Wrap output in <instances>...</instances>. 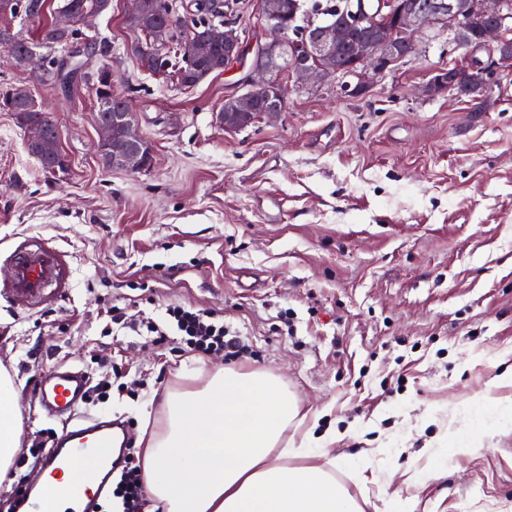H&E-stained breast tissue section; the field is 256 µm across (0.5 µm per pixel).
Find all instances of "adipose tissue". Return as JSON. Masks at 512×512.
I'll return each mask as SVG.
<instances>
[{
  "instance_id": "ef3b65f1",
  "label": "adipose tissue",
  "mask_w": 512,
  "mask_h": 512,
  "mask_svg": "<svg viewBox=\"0 0 512 512\" xmlns=\"http://www.w3.org/2000/svg\"><path fill=\"white\" fill-rule=\"evenodd\" d=\"M165 427L144 452L149 496L166 512H362L318 466L271 462L297 405L264 370L225 368L202 387L166 394ZM17 390L0 370V478L19 451Z\"/></svg>"
}]
</instances>
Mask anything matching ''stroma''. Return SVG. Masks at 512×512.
<instances>
[{"label": "stroma", "mask_w": 512, "mask_h": 512, "mask_svg": "<svg viewBox=\"0 0 512 512\" xmlns=\"http://www.w3.org/2000/svg\"><path fill=\"white\" fill-rule=\"evenodd\" d=\"M125 0L83 29V69L108 65L154 161L103 166L91 82L33 87L60 136L63 171L42 170L0 110V250L20 235L68 251L70 295L16 312L0 300V367L17 387L21 446L58 429L31 406L59 361L108 356L139 396L85 405L125 421L136 450L163 428L166 393L219 369L287 384L318 465L363 512H512V73L481 97H428L432 72L462 59L446 31L362 96L332 79L289 87L284 112L227 131L243 58L194 88L144 72ZM163 322L171 305L223 316L246 348L199 356L109 328L103 306ZM427 481H420V474Z\"/></svg>", "instance_id": "stroma-1"}]
</instances>
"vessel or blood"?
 I'll return each mask as SVG.
<instances>
[{
  "mask_svg": "<svg viewBox=\"0 0 512 512\" xmlns=\"http://www.w3.org/2000/svg\"><path fill=\"white\" fill-rule=\"evenodd\" d=\"M0 263L9 269L7 279L0 280V298L21 311L56 306L70 293L71 267L69 254L39 237H25L0 252ZM88 392L85 372L75 367L57 365L40 377L34 400L49 417L63 421L66 430L54 436L51 447L34 474L23 485L21 512H44L43 478L63 481L74 470H90L88 484L82 493L67 498L64 512H98L104 496L112 487L116 468L91 470L104 449L117 440L126 439V427L115 420L78 413Z\"/></svg>",
  "mask_w": 512,
  "mask_h": 512,
  "instance_id": "obj_1",
  "label": "vessel or blood"
}]
</instances>
